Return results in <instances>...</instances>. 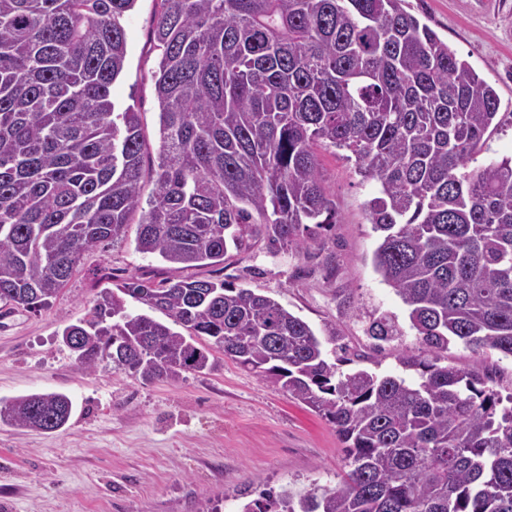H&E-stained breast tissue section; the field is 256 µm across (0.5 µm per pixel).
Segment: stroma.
I'll use <instances>...</instances> for the list:
<instances>
[{
	"instance_id": "stroma-1",
	"label": "stroma",
	"mask_w": 512,
	"mask_h": 512,
	"mask_svg": "<svg viewBox=\"0 0 512 512\" xmlns=\"http://www.w3.org/2000/svg\"><path fill=\"white\" fill-rule=\"evenodd\" d=\"M405 9L499 95L500 124L485 135L474 166L512 157V0H406ZM158 10L157 0H137L125 17V69L112 86L117 108L139 114L148 185L159 146V51L151 40ZM321 176L336 222L308 251L275 249L261 237L223 264L182 268L140 253L131 229L86 252L39 311L0 308V401L56 391L75 403L68 423L51 433L0 421V512H201L209 502L239 512L264 488L298 495L340 482L346 450L334 426L221 351L212 353V370L146 382L108 359L79 371L59 338L64 325L92 317L104 290L205 277L270 296L320 337H337L349 357L343 371L399 373V355L420 345L405 304L373 268L378 237L364 204L375 185L330 150L321 154ZM384 315L396 317L400 336L370 335ZM447 356L459 368L482 364L498 390L512 392V358L494 350L477 356L460 342Z\"/></svg>"
}]
</instances>
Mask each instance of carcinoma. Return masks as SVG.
I'll use <instances>...</instances> for the list:
<instances>
[{"instance_id": "obj_1", "label": "carcinoma", "mask_w": 512, "mask_h": 512, "mask_svg": "<svg viewBox=\"0 0 512 512\" xmlns=\"http://www.w3.org/2000/svg\"><path fill=\"white\" fill-rule=\"evenodd\" d=\"M136 2L0 0V302L39 311L139 211L138 250L172 264H222L261 234L306 251L336 223L317 148L348 151L376 185L374 269L408 307L421 348L398 362L416 378L339 371L307 322L225 280L126 283L61 336L78 369L107 357L146 381L209 370L218 349L334 425L336 486L242 512H512V393L441 364L452 341L512 358V158L469 168L494 87L405 0H159L144 211L139 116L111 98ZM370 330L401 334L389 316ZM72 412L58 392L0 402L1 421L43 432Z\"/></svg>"}]
</instances>
